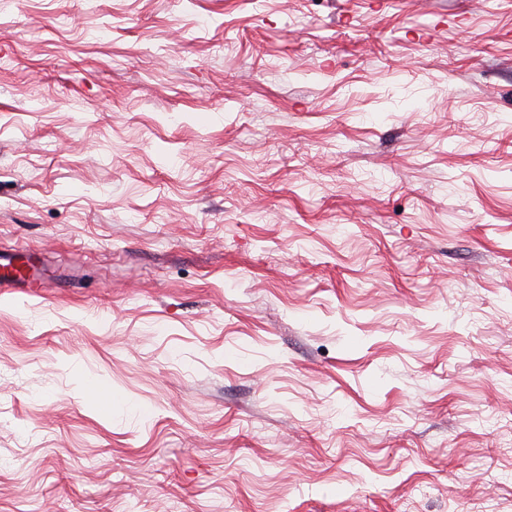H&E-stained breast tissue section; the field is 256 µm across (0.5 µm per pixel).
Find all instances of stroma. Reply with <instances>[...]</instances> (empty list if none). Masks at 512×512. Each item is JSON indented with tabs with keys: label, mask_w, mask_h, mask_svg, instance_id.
Here are the masks:
<instances>
[{
	"label": "stroma",
	"mask_w": 512,
	"mask_h": 512,
	"mask_svg": "<svg viewBox=\"0 0 512 512\" xmlns=\"http://www.w3.org/2000/svg\"><path fill=\"white\" fill-rule=\"evenodd\" d=\"M19 247L0 512H512V0H0Z\"/></svg>",
	"instance_id": "stroma-1"
}]
</instances>
